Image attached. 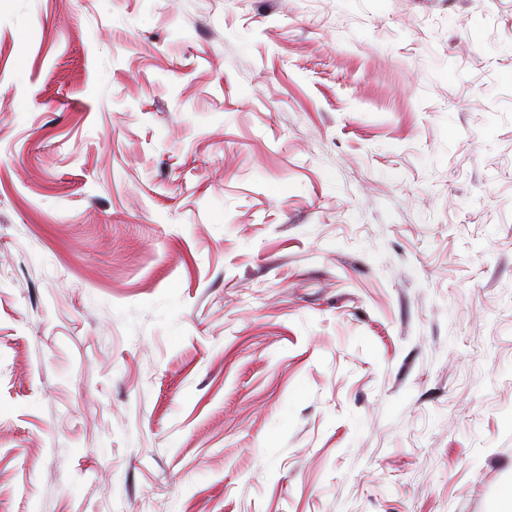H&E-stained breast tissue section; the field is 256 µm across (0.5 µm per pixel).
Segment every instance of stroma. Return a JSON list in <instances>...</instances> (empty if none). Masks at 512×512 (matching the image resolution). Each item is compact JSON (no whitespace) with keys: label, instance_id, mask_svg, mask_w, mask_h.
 Returning <instances> with one entry per match:
<instances>
[{"label":"stroma","instance_id":"1","mask_svg":"<svg viewBox=\"0 0 512 512\" xmlns=\"http://www.w3.org/2000/svg\"><path fill=\"white\" fill-rule=\"evenodd\" d=\"M0 512H512V0H0Z\"/></svg>","mask_w":512,"mask_h":512}]
</instances>
